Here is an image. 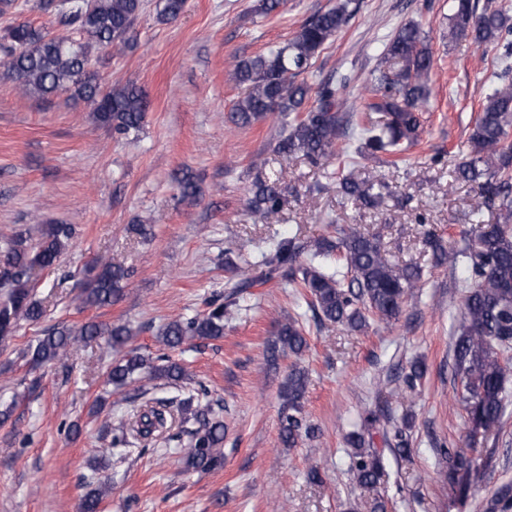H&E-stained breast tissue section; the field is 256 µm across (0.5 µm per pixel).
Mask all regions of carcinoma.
Masks as SVG:
<instances>
[{"instance_id":"obj_1","label":"carcinoma","mask_w":512,"mask_h":512,"mask_svg":"<svg viewBox=\"0 0 512 512\" xmlns=\"http://www.w3.org/2000/svg\"><path fill=\"white\" fill-rule=\"evenodd\" d=\"M351 4L352 0H341L306 20L286 45L239 61L233 77L247 85V92L227 120L247 128L275 113L288 118L274 146L275 152L288 160L300 157L317 166L339 151L351 122L341 86L325 80L313 87L306 74L323 46L348 24L354 12ZM185 6L186 0H161L158 16L173 19ZM511 8L504 0L479 12L472 0H452L448 15L450 38H470L477 47H491L498 54L497 70L479 99L469 152L450 171L451 183L476 186L472 215L479 216L486 209L496 220L462 231L464 248L460 251L447 246L437 229L429 227L422 232L434 266L454 265L462 256L474 277L465 288L454 345V384L468 422L486 433L502 430L508 402L506 383L512 377V358L508 356L512 350ZM39 9L59 24L78 30L82 38H60L30 22L10 25L0 35L6 76L25 95L47 100L68 92L91 104L99 124L116 134L138 131L147 110L143 91L130 82H102L93 68L92 53L129 40L143 10L142 0H39ZM432 65V52L420 27L409 23L398 29L386 45L382 66L372 72L368 82L370 98L365 108L378 117L362 129L360 143L354 148L358 158L400 153L418 143L420 113L428 102L426 76ZM387 189L385 179L370 174L361 179L345 176L339 182L345 199L367 207L380 203ZM248 205L265 220L275 221L282 212L283 190L275 180L258 178L252 184ZM74 234L72 224H45L35 244L25 231L0 239V285L7 288L0 300V337L12 334L22 320L40 322L44 311L32 297V274L54 265ZM224 267L230 273L224 281V294L208 299L203 312L165 324L158 333L161 346L175 349L196 339L224 336V318L239 307L240 298L283 277L303 289L305 303L320 321L353 332H362L373 323L390 327L423 277L417 266L391 263L380 241L354 226L339 227L334 236L316 238L275 233L258 271L242 270L229 261ZM90 273L82 289L87 306L111 305L130 278L127 268L103 260L96 262ZM96 335L98 327L93 323L77 331L49 327L36 345L28 348L30 363L42 366L57 361L75 337ZM109 336V345L118 349L126 345L130 330L117 324ZM307 347L304 326L290 318L280 326L268 357L274 361L286 351L298 355ZM141 374L174 384L185 378L186 370L165 353L133 349L112 362L107 381L119 389L136 382ZM307 386V372L294 367L281 391V438L290 448L303 439L315 438L318 430L302 415ZM223 410L221 401L210 398L204 388L179 399L174 410L168 400L146 401L121 419L112 447L146 449L173 441L182 448L185 469L214 470L224 464ZM376 422L374 412H365L360 429L350 432L346 441L352 448L350 469L356 482L374 492L370 512H386L384 496L378 493L386 477L383 458L366 439ZM438 452L446 466L444 478L466 497L478 478L474 448L452 445ZM485 512H512L511 483L500 486L487 500Z\"/></svg>"}]
</instances>
